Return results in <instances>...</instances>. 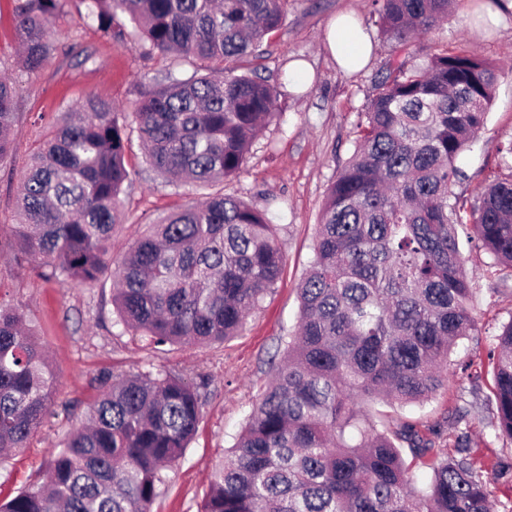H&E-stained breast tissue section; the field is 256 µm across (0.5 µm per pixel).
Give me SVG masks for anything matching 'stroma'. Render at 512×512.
<instances>
[{
    "mask_svg": "<svg viewBox=\"0 0 512 512\" xmlns=\"http://www.w3.org/2000/svg\"><path fill=\"white\" fill-rule=\"evenodd\" d=\"M12 0H0V74L20 80L19 118L13 130L14 158L0 167V240L9 241L18 180L44 129L60 112L77 107L87 96L132 111L137 87L162 83L168 76L185 79L202 72V61L170 53L143 55L132 42L102 36L84 23L77 7L58 16L52 38L59 51L39 77L22 79L14 36ZM340 15L375 31L374 0H290L283 29L265 43L256 62L259 75L282 82L280 119L267 126L252 144L239 177L225 181L226 193L267 211L285 268L271 293L248 318L237 336L204 347L190 344L149 347L140 336L116 321L112 282L44 281L34 268L16 269L0 257V290L23 308L58 377L54 414L29 447L0 462V498L40 482L59 439L77 427L100 391L103 378L166 369L200 384L202 412L197 431L183 457L166 475L152 512H201L212 469L222 460L270 380L299 316L297 288L313 261L314 242L327 189L351 157L356 123L372 79L390 55V46L374 40V52L359 72H344L333 58L328 34ZM93 51L94 60L79 64L68 57L69 46ZM465 49L499 68L495 98L487 122L460 165L465 181L453 186L455 196L470 200L486 183L512 179V159H502L498 145L512 142V9L503 0H455L447 19L409 45L408 61L417 65L448 49ZM308 68V81L292 85L291 70ZM130 181L121 196L124 222L112 236V260L120 262L138 235L203 190L175 189L142 161L138 138L126 151ZM464 272L471 286L476 329L458 341L450 360L454 375L421 405L382 399L368 402L371 417L393 428L405 421L420 429L439 427L448 436L456 428L448 416L464 413L475 466L488 476L493 504L512 502V479L494 477L497 457L512 458V439L499 434L492 402V377L472 381L464 367L485 357L501 325L512 320V268L495 263L480 248L461 242Z\"/></svg>",
    "mask_w": 512,
    "mask_h": 512,
    "instance_id": "1",
    "label": "stroma"
}]
</instances>
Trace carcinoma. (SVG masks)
<instances>
[{"label": "carcinoma", "mask_w": 512, "mask_h": 512, "mask_svg": "<svg viewBox=\"0 0 512 512\" xmlns=\"http://www.w3.org/2000/svg\"><path fill=\"white\" fill-rule=\"evenodd\" d=\"M28 79L57 51L49 24L64 0H13ZM106 35L146 54L176 52L224 68L143 84L135 111L90 96L63 112L31 155L16 193L12 262L38 259L45 280L99 281L130 172L132 134L174 187L237 177L277 117L278 84L243 64L282 29L289 0H78ZM393 50L448 16L450 0H376ZM124 15L128 24L117 23ZM496 69L459 49L422 65L388 62L356 125L355 149L330 185L299 287L295 335L275 376L216 467L202 512H493L468 433L443 455L416 424L379 429L362 404H422L448 382L456 342L476 328L458 227L472 226L512 267V182L472 201L457 159L487 121ZM19 82L0 78V164L12 156ZM284 256L262 212L217 193L141 235L113 270L112 304L155 346L239 335L274 288ZM497 427L512 440V320L487 353ZM56 374L23 309L0 299V458L25 448L49 414ZM199 387L167 370L115 376L87 422L66 434L47 478L0 499V512H151L164 472L201 415ZM435 457L424 491L403 448Z\"/></svg>", "instance_id": "cac0c4a2"}]
</instances>
